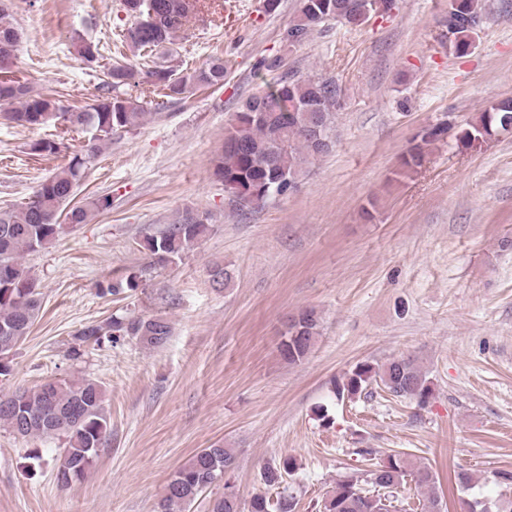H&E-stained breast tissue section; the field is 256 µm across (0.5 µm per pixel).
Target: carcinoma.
<instances>
[{
    "label": "carcinoma",
    "instance_id": "obj_1",
    "mask_svg": "<svg viewBox=\"0 0 512 512\" xmlns=\"http://www.w3.org/2000/svg\"><path fill=\"white\" fill-rule=\"evenodd\" d=\"M130 24L119 29L116 41L132 52H145L175 44L178 33L189 24L183 0H121ZM393 0H302L300 14L288 28L285 40L303 41L317 26L351 13L344 25L358 27V16L385 15ZM486 14V0H459L458 9L448 13V47L466 53L472 37ZM21 33L10 19L7 5L0 4V53L14 52ZM227 77L224 58L212 56L193 69L155 64L139 70L118 59L105 73L98 95L81 108H71L53 96L33 93L29 83L0 75V105H11L4 118L25 128H44L61 122L72 131L92 132V143L83 153L42 182L20 207L0 212V382L12 375L13 356L29 334L41 308L39 292L24 256L39 252L65 230L62 216L71 224H83L106 201L94 200L85 206H71L74 190L87 165L118 131H131L145 117L143 106L129 90L149 83L155 105L182 100L199 88H222ZM272 93L262 90L249 96L234 113L224 134L222 150L213 159L214 174L224 189L237 197L249 193V206H259L284 195L302 176L312 160L329 154L333 147H317L305 133L320 126L326 138L335 143L334 123L341 90L332 80L284 78L273 85ZM512 128V98L492 104L458 135L464 145L485 142ZM63 142L43 138L32 145L41 156L56 155ZM211 231L209 216L189 217L170 224L155 236L146 238L145 247L157 264H167L182 255ZM140 287V277L132 273L100 285L101 295L119 296ZM320 320L313 309L293 317L281 341L280 350L290 363L304 361L319 334ZM172 335L170 323L162 317L129 318L114 315L103 323H89L78 329L70 355L77 359L86 346L104 341L135 338L147 349L164 347ZM374 382L381 383L399 397H410L424 405L431 395L429 379L420 365L410 358H394L374 367L359 364L336 384L337 399L352 398ZM0 425L23 439L64 438V457L56 470L59 485L67 487L83 478L93 465L99 448L109 439L110 422L104 408L101 385L91 379L47 380L32 388L0 396ZM235 463L232 448L215 445L195 454L179 467L167 482L157 512H190L196 498L209 487L224 482V493L213 499L211 512H242L235 486L226 479ZM296 470V462L285 458L263 468L268 486L281 483ZM415 478L427 491L429 512H441L434 474L416 466L405 453L390 454L364 475H347L336 482L323 500L320 512H390L392 499L406 478ZM468 512H512V499L463 501ZM295 497L274 499L256 494L248 512H296Z\"/></svg>",
    "mask_w": 512,
    "mask_h": 512
}]
</instances>
